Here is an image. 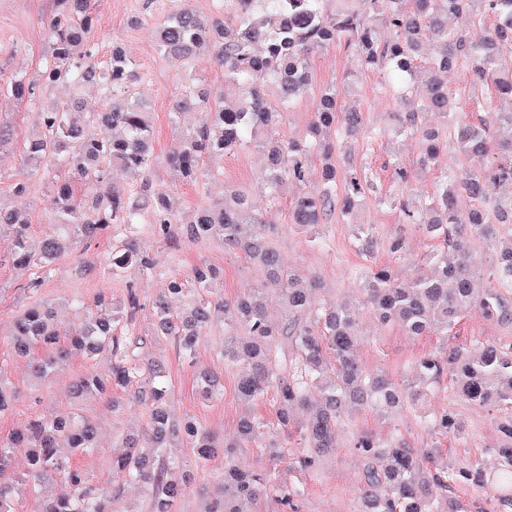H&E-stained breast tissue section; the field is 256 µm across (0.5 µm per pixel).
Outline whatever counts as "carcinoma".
<instances>
[{"instance_id":"cac0c4a2","label":"carcinoma","mask_w":512,"mask_h":512,"mask_svg":"<svg viewBox=\"0 0 512 512\" xmlns=\"http://www.w3.org/2000/svg\"><path fill=\"white\" fill-rule=\"evenodd\" d=\"M216 11L201 15L183 4L155 30L159 51L177 61L190 62L210 54L224 70V87L215 89L200 78H187L171 100L178 146L167 161L195 181L204 157L235 148H262L265 183L271 194L286 182L302 187L289 209V223L313 241L323 240V228L336 215L349 223L371 192L370 184L349 171L344 191L336 192L341 178L336 162V141L370 136L364 113L342 106L336 84L324 85L315 102L309 138L278 137L283 112L272 106L267 90L279 101L292 104L308 93L311 61L315 54L337 44L351 48L358 62L376 69L407 108L392 113L394 131L419 138L423 145L420 168L437 162L453 144L468 163L461 174L451 173L425 203L404 201L400 219L417 224L432 238L443 241L448 253L429 274L418 273L403 283L386 267L361 271L358 295L317 303L322 291L315 277L285 270L270 239L277 228L254 213L239 193L199 207L185 225L191 240H219L239 250L263 275L232 301L211 288L216 271L200 264L191 282L173 276L163 294L154 299L153 336L169 338L186 358L220 312L224 316V367L242 366L236 390L245 403L271 392L276 426L251 414L242 416L235 437L220 445L191 417H175L170 410L167 382L161 369L145 362L147 342L136 327L140 308L134 285L126 300L115 305L101 295L87 307L85 320L66 335L57 328L52 303L33 301L13 325L14 354L31 358L36 380L46 378L72 356L89 360L107 358L108 372H89L77 378L73 394L95 393L112 398L116 392L132 397L147 414L152 450L136 438H123V452L112 458V477L143 488L150 512H175L184 489L212 456L224 452V474L205 512H269L262 504L274 502V512H298L308 495V484L290 482L299 469L313 473L323 459L336 453V429L354 411L370 409L389 418L417 405L429 385L449 377L469 403L505 412L499 429L502 442L493 452L499 468L490 478L475 465L456 469L448 457L431 450L420 455L400 435L382 441L368 432L354 438L353 448L365 461L357 489L356 512H467L448 498V483H463L493 493L499 512H512V345L478 343L472 348L443 347L420 358L417 378L400 383L384 372L370 373L355 347L360 336L359 306L383 324H395L411 336H448L458 315L476 310L512 327V242L497 256L496 284L476 285L472 245L477 239L493 242L499 228L512 224V200L491 198V190L512 189V0H214ZM480 25L479 37L471 29ZM99 17L92 0H53L48 24V49L35 75L0 76V96L18 103L39 99L59 89L64 95L43 105L36 132L22 144L0 117V153L18 148L27 176L12 192L29 191V177L41 174L56 182L49 206V221L58 226L33 243L28 214L0 204V233L12 237L11 260L18 267L36 266L42 276L28 288L38 291L42 277L54 271L56 261L74 245L104 235L120 238V245L105 258V269L120 277L129 266L150 277L155 266L142 248L138 225L156 224L169 238L177 223L169 194L150 179L155 167L154 132L149 112L136 98L134 84L142 79L128 56L112 47L108 61L97 60ZM431 54V77L415 86L417 61ZM466 69L480 83L493 85L509 111L496 113L506 129L495 134L483 120L455 118L453 93L445 76ZM101 91L104 103L97 112L83 111L81 92ZM197 112L201 123L193 129L178 124L180 115ZM443 119L432 125L422 114ZM319 170L322 188L311 187ZM142 178L143 197L133 199L111 186L112 174ZM86 186L88 192L77 194ZM473 204L467 210L458 199ZM362 254L374 253L376 240L363 225L356 228ZM282 303L274 319L270 296ZM37 350L42 355L33 356ZM196 385L206 399L219 394V381L210 368L196 371ZM309 414L298 425L301 451L287 448L284 436L294 425L296 411ZM433 434L460 432L455 415L446 409L423 416ZM98 428L90 419L35 415L13 432L0 437V477L14 467V449H27L25 470L15 481L31 489L33 512H123L116 507L122 485L102 490L87 486L84 473L61 455L97 447ZM264 439L266 463L246 468L239 451ZM191 450L192 463L165 455L168 448ZM51 475L62 476L75 494L42 497L36 486ZM15 487L0 481V512H18Z\"/></svg>"}]
</instances>
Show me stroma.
<instances>
[{"instance_id":"obj_1","label":"stroma","mask_w":512,"mask_h":512,"mask_svg":"<svg viewBox=\"0 0 512 512\" xmlns=\"http://www.w3.org/2000/svg\"><path fill=\"white\" fill-rule=\"evenodd\" d=\"M99 15L101 40L100 57H107L113 44L122 45L136 71L146 74L138 90L146 101L154 130L155 154L158 164L153 182L169 191L175 213L187 218L203 203L221 198L225 189L242 191L251 207L265 221L276 225L274 238L285 267L307 276L318 275L325 288L347 295L359 288L355 273L375 265L396 269L406 279L415 272H429L426 254L439 247L419 230L417 225L400 223L396 200L413 196L421 200L431 197L436 184L449 170L460 169L462 161L455 149H448L419 182L400 184L391 167L392 160L404 166L417 167L421 148L418 139L396 135L388 124L389 112L401 109V102L387 89L380 72L360 68L352 50L337 45L316 54L312 60V82L306 96L286 109L278 132L280 137L305 136L314 111L315 98L320 88L329 82L349 85L343 94L344 107L364 112L369 126L380 130L379 138H359L349 147L353 168L362 170L371 179L377 196L368 199L361 214V222L369 228L377 241L373 256L361 254L357 247L353 225L335 220L325 229L326 244L318 246L298 233L288 222V207L297 195L298 186L287 183L280 187L277 198H270L260 179L262 154L256 148H242L221 156L206 158L204 168L208 175L195 184L184 182L180 172L170 166L166 158L177 142L169 114L170 99L180 91L187 75L205 79L213 85L224 82V74L206 56L197 57L191 72H184L180 63L164 56L157 49L155 26L167 15L171 0H95ZM53 11V0H0V67L5 72L34 73L48 47L47 21ZM448 86L456 96L460 112L470 110L472 99L484 100L480 117L487 124H495L501 105L493 87L474 83L468 71L451 72ZM23 170L16 154L0 153V198L17 200L31 218L32 238L49 232L46 207L54 194L55 184L47 177H34L32 191L23 198H15L11 185ZM143 246L153 259L157 274L149 279L138 278L135 271L114 277L104 273L102 258L107 255L115 239L101 237L88 244H78L72 254L60 259L54 272L46 278L38 292L41 299L62 302L59 312L62 330L78 325L86 314V304L101 294L121 300L127 294V282H135L141 308L137 325L141 333L151 334L154 315L153 299L165 288L169 276L186 277L191 269L205 263L219 273L218 288L226 299H234L244 289L257 285L260 275L244 257L223 243L213 240H190L180 225L174 226L170 239L158 236L152 225L138 227ZM402 239V252L392 253L390 243ZM11 249L9 234L0 235V375L16 391L12 413L0 417V436H7L28 416L35 414L67 415L77 413L98 426V446L88 453L75 452L71 461L84 472L89 486L111 487L112 457L118 454L122 435L135 433L147 438V415L141 405L128 401L120 410H112L108 401L96 395L73 399L70 385L73 379L91 370L106 371L107 360H88L73 357L43 384H35L29 375L28 363L12 354L10 325L18 313L30 303L26 284L38 274L37 268H19L7 259ZM362 338L357 354L368 371L386 372L400 382L411 381L414 365L424 355L437 351L444 344L467 345L478 340L484 343L507 345L512 343V328L487 319L477 312L465 313L448 337L409 336L399 326L380 325L370 314L361 318ZM224 337V321L216 319L211 331L201 338L193 361L180 358L175 344L169 340L148 343L144 355L158 360L167 372L172 391V408L176 416L194 417L200 426L216 435L232 438L239 418L251 413L272 419L270 398L243 405L236 393L237 370L225 368L219 355ZM198 366L219 370L224 383L222 397L207 401L197 389L194 369ZM452 411L463 426L458 436L448 438L433 434L421 420L423 413L433 408ZM499 411L469 404L444 380L430 388L428 402L401 411L392 419H383L377 412L362 410L352 420L341 423L337 429L338 450L327 458L315 473L307 478L309 494L299 512H353L356 490L360 482L363 461L353 449L356 433L366 431L379 438L398 434L419 453L432 447L442 448L449 461L458 468L479 465L486 473H494L498 460L492 450L501 442Z\"/></svg>"}]
</instances>
